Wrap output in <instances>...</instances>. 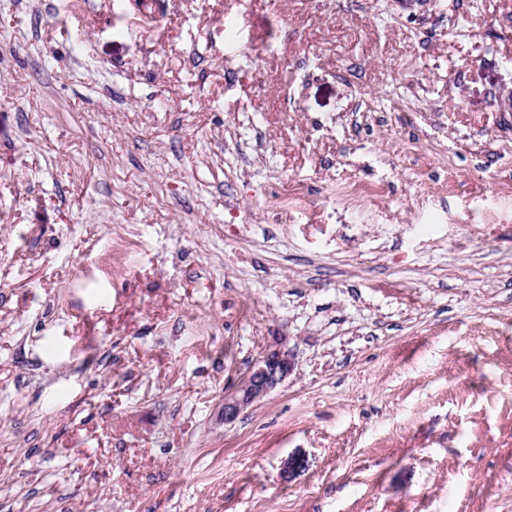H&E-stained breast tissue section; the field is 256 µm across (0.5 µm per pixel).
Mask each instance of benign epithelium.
<instances>
[{"label":"benign epithelium","instance_id":"1","mask_svg":"<svg viewBox=\"0 0 512 512\" xmlns=\"http://www.w3.org/2000/svg\"><path fill=\"white\" fill-rule=\"evenodd\" d=\"M293 369L294 358L288 349L280 344L267 347L238 384L224 393L220 419L226 424L235 422L248 408L280 386ZM305 467V457L293 454L282 463V478L289 481Z\"/></svg>","mask_w":512,"mask_h":512}]
</instances>
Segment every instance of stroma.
Returning a JSON list of instances; mask_svg holds the SVG:
<instances>
[{"mask_svg":"<svg viewBox=\"0 0 512 512\" xmlns=\"http://www.w3.org/2000/svg\"><path fill=\"white\" fill-rule=\"evenodd\" d=\"M147 10L0 0V512H512V0ZM294 369L292 353L280 344L267 347L238 384L224 393L220 419L235 422L242 413L280 386Z\"/></svg>","mask_w":512,"mask_h":512,"instance_id":"35a3bbf8","label":"stroma"}]
</instances>
